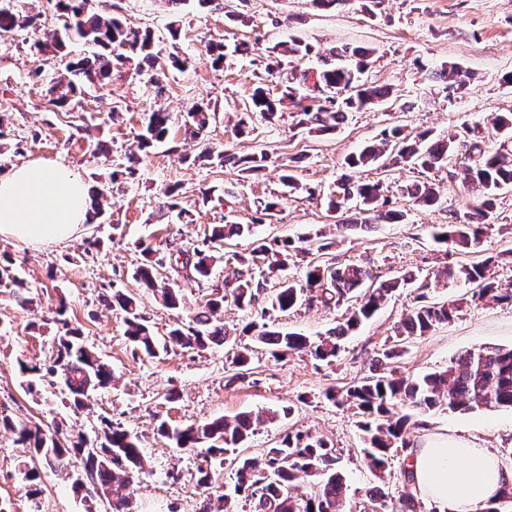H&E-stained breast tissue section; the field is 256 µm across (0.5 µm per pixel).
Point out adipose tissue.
<instances>
[{"instance_id":"obj_1","label":"adipose tissue","mask_w":512,"mask_h":512,"mask_svg":"<svg viewBox=\"0 0 512 512\" xmlns=\"http://www.w3.org/2000/svg\"><path fill=\"white\" fill-rule=\"evenodd\" d=\"M83 181L68 166L33 159L0 175V236L33 246L66 241L86 220ZM419 495L437 512H477L512 485V468L461 436L437 434L406 460Z\"/></svg>"}]
</instances>
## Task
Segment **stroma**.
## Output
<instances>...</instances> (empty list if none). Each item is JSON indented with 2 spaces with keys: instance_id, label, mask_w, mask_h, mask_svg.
<instances>
[{
  "instance_id": "stroma-1",
  "label": "stroma",
  "mask_w": 512,
  "mask_h": 512,
  "mask_svg": "<svg viewBox=\"0 0 512 512\" xmlns=\"http://www.w3.org/2000/svg\"><path fill=\"white\" fill-rule=\"evenodd\" d=\"M14 4L38 15L39 25L12 33L0 44V115L6 131L0 140V173L44 158L70 166L85 183L108 184L110 192L101 223L83 225L66 242L36 248L0 237V254L11 259L36 299L32 307L20 308L8 287L0 285V417L36 424L63 441L91 434L105 418L121 423L139 437L149 463L148 473L125 490L135 512H200L202 506L196 468L204 451L181 449L161 438L156 433L160 422L187 426L258 411H273L277 417L258 426L240 455L259 456L288 432H308L335 448L348 508L366 504L374 487L398 497L404 483L399 461L381 475L371 473L363 464V434L354 409L329 402L325 394L375 373L420 377L447 368L469 350L512 348V302H478L467 286L430 285L447 263L431 227L447 223L451 211H465L482 197L480 189L462 184L457 161L431 173L440 195L431 207L401 195L400 186L415 178L412 170L367 172V179L382 182L391 207L404 210L406 219L338 231L329 256L341 264L370 266L381 282L414 271L420 283L392 292L374 317L344 338L333 363L303 353L277 359L262 346L251 370L235 378L233 353L252 343L242 333L251 316L231 304L217 319L238 329L236 342L203 351L171 347L154 357L136 355L125 335L124 315L112 309L111 296L119 290L137 297L143 319L157 336H165L174 323L188 321L205 305L209 285L183 283L184 309L164 308L134 277L143 260L141 245L152 246L161 256L189 248L212 225L250 223L260 202L273 197L279 213L273 223L258 226L257 235L295 240L314 234L328 222L327 197L346 173V159L378 141L385 128L401 125L412 133L429 129L443 135L465 124L491 127L496 115L512 111V85L504 81L512 73V0H376L372 5L349 0L328 9L311 0H215L203 10L187 0L174 13L163 0H92L95 10L149 30L161 58L175 54L189 64L168 69L162 99H155L148 74L126 69L110 81L85 87L66 111L48 103L61 65L34 47L61 25L51 0ZM173 23L178 26L174 36L168 31ZM219 39L228 59L217 70L210 65L206 45ZM253 39L260 42L258 50L235 54L237 44ZM290 41L323 53L334 46L373 50L369 77L391 87L392 100L351 113L335 133L324 136L297 130L289 104L270 121L245 114L269 47ZM449 63L467 74L465 88L448 89L434 78V70ZM197 103L215 112L198 143L183 135L187 111ZM160 104L171 115L167 141L142 154L135 177L123 176L126 148L140 131L144 114ZM240 121L245 132L238 136L233 128ZM205 148L241 155L263 151L271 161L251 176L201 158ZM288 171L300 185L297 192L281 183ZM171 186L179 189V207L162 218L158 209ZM511 248L512 188H507L497 194L493 227L483 236L479 253L462 260L495 257L491 275L501 289L512 291ZM420 302H454L459 310L427 335L406 340L401 357L377 363L395 325ZM61 304L86 347L112 371L111 385L93 393L79 411L66 404L56 376H39L30 383L19 370L20 362L48 359L58 334L55 310ZM346 315L343 305L305 304L272 313L268 324L314 339ZM169 391L176 393L175 401L166 400ZM416 421L408 432L411 441L459 435L490 449L501 461L512 458V409H434L418 414ZM29 462L28 450L17 445L11 431L1 429L0 502L8 504L9 512H30L22 478ZM40 489L42 512H110L107 500L74 492L62 472L42 471Z\"/></svg>"
}]
</instances>
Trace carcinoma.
I'll list each match as a JSON object with an SVG mask.
<instances>
[{"mask_svg": "<svg viewBox=\"0 0 512 512\" xmlns=\"http://www.w3.org/2000/svg\"><path fill=\"white\" fill-rule=\"evenodd\" d=\"M55 8L61 27L48 34L45 40L35 42L39 52L51 53L64 62V72L59 74L56 85H66L67 91L50 99L51 104L65 108L69 97L76 95L82 84L109 81L114 72L122 68L151 75L156 96H163L167 74L159 63L158 53L154 52L149 34L118 17L90 9L88 0H55ZM36 19L35 15L14 9L11 0H0V37L33 28ZM74 40L92 46V55L71 56L69 45ZM313 53L312 46L300 42L284 49L272 47L266 76L256 83L246 111L257 112L270 120L288 102L298 107L297 127L309 135H321L336 131L346 113L361 112L389 97L388 87L368 78L372 50L358 52V60L353 64L344 62L347 50L342 49L320 57L321 66L315 71L294 65ZM210 119L209 107L193 106L184 121L185 134L193 139L200 138ZM170 121V114L160 107L147 114L142 132L136 134V148L129 149L126 174H135L140 153L168 137ZM492 130L500 144L495 152L489 153L483 149L486 134L477 126H465L444 137H433L429 129L411 136L403 127L395 125L383 131L379 143L367 145L350 156L346 165L353 172L369 167L377 170L393 159L420 174V178L401 186L402 195L415 204L433 206L439 196L434 184L428 181L427 173L447 166L453 157L461 158L459 175L463 182L482 188V200L471 209L453 213L448 223L432 226L431 236L436 243L445 246L448 257L459 251L476 253L490 227L487 219L496 206L497 192L512 186V112L497 116ZM216 159L251 175L265 168L269 155L261 152L238 156L226 150L217 154ZM388 205L380 181H362L345 174L337 182L336 192L329 197L327 210L342 214L353 209L362 214L360 227L369 229L381 222L397 224L403 220V212L392 210ZM278 208L277 201H269L251 224L213 226L192 248L169 258L167 265L161 259L147 258L137 267L136 279L166 308L178 311L185 307L179 281L198 284L208 279L212 266L224 259V240L251 235L253 225L272 220ZM330 246L329 242L319 244L309 236L301 239L298 247L286 239L280 242L253 239L249 253H234L235 261L244 268L235 282H226L212 290L191 323H177L170 329L166 344L205 350L212 344L227 343L229 336L224 326L212 320L225 302L230 301L241 310L254 308L268 279L277 278L288 269L290 250L320 252ZM492 264L491 258L471 264L450 261L442 287L464 282L474 286V300L511 301L512 291L500 293L490 277ZM164 266L167 274L160 277L159 269ZM257 266L261 270L256 277L252 271ZM374 278L372 269L362 264L338 265L312 259L302 279H283L280 288L269 298L268 306L254 314L245 331L252 333L257 344L274 347L272 356L275 358L290 351H304L316 360L331 363L341 351L343 336L373 316L389 292L417 280L412 271L379 285L374 284ZM0 282L12 286L10 292L18 305L24 307L33 302L29 290L14 275L12 263L5 259L0 261ZM356 292L361 294V299L345 321L316 341L296 332L273 330L266 322L271 310L287 312L310 301L338 306ZM112 305L125 315L126 335L133 354L156 355L160 341L143 323L138 300L117 291L112 295ZM458 310L459 307L448 303L424 304L410 309L395 327L392 343L382 348L383 360L400 357L404 341L426 335L435 326L450 321ZM65 313L62 306L56 309L61 331L56 336L53 361L22 363L20 370L31 374L46 371L57 376L65 389L67 402L79 409L91 393L111 384L112 374L106 364L83 346L80 329L70 325ZM326 398L338 406L357 410L366 442L364 463L371 470L383 471L389 461L410 447L407 429L411 426V415L397 412L399 406L420 412L439 407L464 412L484 407L512 408V349L485 347L469 351L448 368L415 379L392 373L370 376L345 389L333 388L326 393ZM268 419L270 414L258 412L241 414L231 420L213 418L185 427L170 426L162 421L157 426V434L178 448L205 449L204 463L197 466V484L206 493L216 482V464L222 462L220 456L242 447L256 427ZM0 427L17 435V441L29 448L37 460V465L23 472L30 497L40 494V470L48 468L70 472L72 487L78 492L88 490L93 497H112L111 512H130L129 502L120 495V490L134 476L146 473L147 466L137 436L118 424L106 422L101 431L94 433V443L80 435L65 446L39 427L15 422L6 416L0 418ZM78 457L81 468L72 472V460ZM336 460L334 449L324 439L308 432H289L279 445L266 449L260 456L237 459L234 492L248 502L251 512H346L343 477L336 472ZM301 474L318 476L320 481L311 491L294 494L293 483ZM369 496L380 501L381 507H391V512H416V488L407 471L403 490L395 503L387 504L388 494L380 489L369 492Z\"/></svg>", "mask_w": 512, "mask_h": 512, "instance_id": "cac0c4a2", "label": "carcinoma"}]
</instances>
